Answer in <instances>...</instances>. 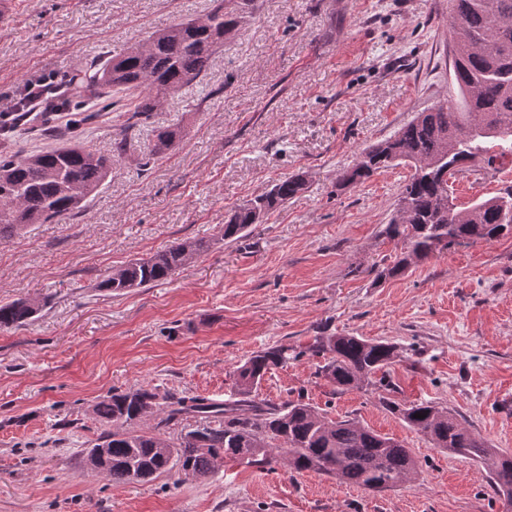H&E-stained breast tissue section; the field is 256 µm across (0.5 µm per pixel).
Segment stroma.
<instances>
[{"label":"stroma","instance_id":"1","mask_svg":"<svg viewBox=\"0 0 512 512\" xmlns=\"http://www.w3.org/2000/svg\"><path fill=\"white\" fill-rule=\"evenodd\" d=\"M0 88L79 72L212 0H0ZM448 0H257L215 53L203 87L149 117L108 111L75 138L113 156L104 189L76 215L0 243V301L48 299L0 330V512H512L485 466L440 452L377 394L339 392L303 356L273 369L259 400L304 399L410 448L419 472L382 492L314 472L224 463L211 477L116 483L86 466L102 431L92 408L139 386L214 401L254 352L301 349L317 333L404 349L398 402L448 408L512 454V234L456 246L377 280L396 251L384 235L408 170L340 185L362 148L416 113L454 103ZM182 141L151 150L159 130ZM122 154H114L115 139ZM301 175L306 192L220 239L235 207ZM512 185V157L456 180L458 206ZM212 241L172 280L111 295L96 288L129 260Z\"/></svg>","mask_w":512,"mask_h":512}]
</instances>
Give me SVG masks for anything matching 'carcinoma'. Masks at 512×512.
Masks as SVG:
<instances>
[{
	"label": "carcinoma",
	"instance_id": "1",
	"mask_svg": "<svg viewBox=\"0 0 512 512\" xmlns=\"http://www.w3.org/2000/svg\"><path fill=\"white\" fill-rule=\"evenodd\" d=\"M453 80L457 105H439L402 127L393 137L362 149L344 184L361 183L380 169L401 163L411 169L398 200L407 216L393 215L384 233L399 254L377 279L396 277L416 261L443 253L448 246L492 241L512 233V186L482 199L466 212L448 213L449 181L461 174L493 167L496 149L512 152V0H450ZM256 0H215L206 15L171 24L120 55L85 71L80 87L93 96L99 88L135 95L131 112L148 117L182 89L201 85L213 52L233 35ZM174 129L157 133L153 154L170 149ZM112 173V160L86 146L61 147L27 155L0 154V242L82 210ZM306 181L292 177L237 207L221 239L243 238L248 228L303 194ZM187 263L183 244L153 256L132 259L117 274L97 284L101 292L120 294L171 279ZM47 301L16 299L0 303V329L20 328L44 310ZM323 359L317 374L336 390L364 387L387 390L386 371L400 357L395 343L360 336H315L302 351L275 346L253 353L233 371L235 392L219 403L206 398L159 397L140 387L115 391L92 412L105 424L86 453H99L102 472L113 482L147 481L177 470L178 480L213 474L217 462L232 460L266 467L284 457L297 473L314 471L347 485L372 491L399 488L418 475L410 450L393 438L374 433L353 419L332 420L300 399L273 408L256 399L258 387L273 369L304 354ZM379 402L408 426L423 432L442 452L489 468L495 492L512 502V456L491 447L448 409L432 402L399 403L379 395ZM163 421L192 417L176 445L159 433L131 428L149 414ZM425 418L419 419L414 414Z\"/></svg>",
	"mask_w": 512,
	"mask_h": 512
}]
</instances>
